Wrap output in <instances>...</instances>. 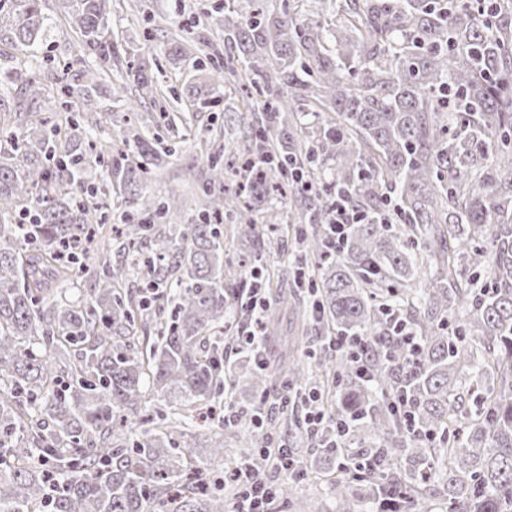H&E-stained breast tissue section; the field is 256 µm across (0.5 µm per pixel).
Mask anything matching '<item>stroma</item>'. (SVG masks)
<instances>
[{
  "label": "stroma",
  "instance_id": "1",
  "mask_svg": "<svg viewBox=\"0 0 512 512\" xmlns=\"http://www.w3.org/2000/svg\"><path fill=\"white\" fill-rule=\"evenodd\" d=\"M224 0H141L142 12L138 19H125L121 13H113L112 28L122 32L124 39L141 44L145 32H154L150 61L158 69L161 86L172 87L176 77L166 61L165 48L170 31L193 28L198 39L210 38L212 29L208 14L222 7ZM214 83L224 96L227 106L237 102L236 91L224 82L223 73H216ZM225 110L193 113L183 108L172 110L164 120L153 118L151 111H144L145 133L153 137L154 146L162 156L159 171L151 178L148 188L154 194H165L167 189L183 191L185 207L183 221L187 224L198 220L194 197L205 183L207 167L201 160V149L211 145L222 147L225 141L239 135V123L246 120V111L230 115ZM257 219L263 220L268 207L266 201L255 202ZM298 209L292 199H285L278 211L276 225L265 224L259 237L246 233L237 218L224 221V258L237 261L248 253L275 252L284 254L293 264H300V251L294 238ZM261 281L271 301L274 326L266 343L265 356L278 374H285L289 360L299 356L322 353L323 332L312 318L313 296L310 289L298 287L294 279L278 277L270 266H262ZM251 316L246 307L236 306L234 320L225 328L224 352L227 368L232 369L236 385L232 393L223 394L226 422L223 426L227 447L223 458L207 463L208 474L213 481H221L225 470L249 457L248 449L238 447L235 435L241 416L249 412L255 398L248 387L242 364V356L232 341L240 324L249 322ZM258 433L261 438H272L277 445L289 448L309 465L307 479L297 482L293 498L305 500L311 512H335L336 504L327 499L324 486L332 469V463L321 448L317 438L308 435L304 424V410L299 404H289L287 409H273L263 418Z\"/></svg>",
  "mask_w": 512,
  "mask_h": 512
}]
</instances>
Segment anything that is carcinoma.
I'll list each match as a JSON object with an SVG mask.
<instances>
[{"instance_id": "obj_1", "label": "carcinoma", "mask_w": 512, "mask_h": 512, "mask_svg": "<svg viewBox=\"0 0 512 512\" xmlns=\"http://www.w3.org/2000/svg\"><path fill=\"white\" fill-rule=\"evenodd\" d=\"M58 8L77 58L40 57L53 28L46 0H0V45L15 51L0 90L16 92L14 123L0 120V512H225L202 467L224 456V434L186 430L224 393V326L249 283L248 262L224 264V215L254 220L224 191V157L210 154L201 223L175 229L181 195L143 191L157 163L137 117L143 101L165 114L166 92L138 50L112 40L113 0ZM209 23L224 33V73L252 114L245 149L224 152L250 199L295 185L312 270L294 275L316 293L328 331L370 341L363 379L342 351L288 362L297 383L314 366L335 382L320 407L366 444L373 472L359 496L341 450L326 449L336 512H374L380 500L425 512L424 439L449 512H512V0H224ZM209 49L173 37L168 56L178 70L193 55L213 58ZM115 71L135 93L116 164L93 136L112 120L96 93ZM196 71L184 103L200 112L222 98L215 68ZM93 165L98 185L85 180ZM109 196L132 209L127 258L115 265L99 241ZM341 199L362 221L336 245ZM428 258L438 271L416 292ZM76 271L93 288L64 301ZM393 316L416 354L386 340ZM486 378V392L463 391ZM246 379L261 399L274 374ZM401 393L403 409L393 404ZM155 394L171 413L149 405ZM257 410L239 447L253 449L260 473L271 449L256 447ZM402 456L411 468L386 474Z\"/></svg>"}]
</instances>
